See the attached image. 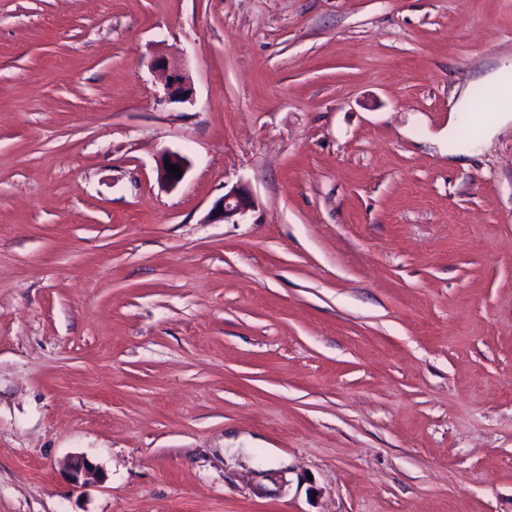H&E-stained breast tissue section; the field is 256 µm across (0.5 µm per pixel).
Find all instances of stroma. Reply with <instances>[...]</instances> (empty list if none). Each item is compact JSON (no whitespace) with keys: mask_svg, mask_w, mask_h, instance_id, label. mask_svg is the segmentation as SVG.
Listing matches in <instances>:
<instances>
[{"mask_svg":"<svg viewBox=\"0 0 512 512\" xmlns=\"http://www.w3.org/2000/svg\"><path fill=\"white\" fill-rule=\"evenodd\" d=\"M501 66L512 0H0V512H512ZM153 68L165 74V90L169 99L185 102L193 97L192 83L178 64L159 56ZM485 112H477L474 118L478 122L479 132L483 134V138H487L493 130L503 122L512 121V113L508 110L498 109L495 112H488L489 106H479ZM165 163L176 165L178 168H181V176L174 177L172 173H169L166 169ZM188 168V161L184 156L177 152L164 151L157 165V179L161 184L168 188H176L184 180L188 172ZM255 206V199L247 189L234 187L213 203L208 219L212 223L235 224ZM67 473L71 484L80 488L92 481H101L103 472L100 467L84 456H74L67 465Z\"/></svg>","mask_w":512,"mask_h":512,"instance_id":"35a3bbf8","label":"stroma"}]
</instances>
